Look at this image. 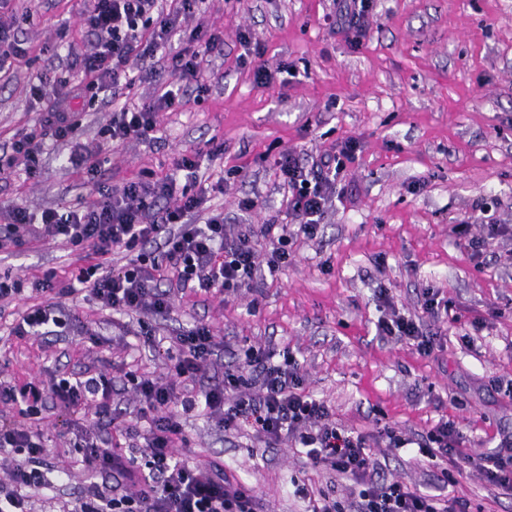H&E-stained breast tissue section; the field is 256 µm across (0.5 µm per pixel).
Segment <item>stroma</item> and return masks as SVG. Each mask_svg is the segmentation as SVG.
Returning a JSON list of instances; mask_svg holds the SVG:
<instances>
[{"mask_svg": "<svg viewBox=\"0 0 512 512\" xmlns=\"http://www.w3.org/2000/svg\"><path fill=\"white\" fill-rule=\"evenodd\" d=\"M80 0H13L0 10L26 50L9 80L0 81V152L12 136L38 121L41 104L29 86L43 71L82 84L76 60L93 36ZM331 0H204L197 23L223 32V55L205 62L207 92L186 95L161 113L150 139L131 138L109 155L103 183L118 187L148 171L175 173L183 154L223 145L204 159L202 184L223 182L210 199L229 231L241 224L285 218L275 160L292 148L302 163L359 142L356 158L336 182L337 196L315 238H294L287 267L254 288L226 298L173 291L166 317L147 324L174 334L193 320L210 323L224 339L222 367L249 346L290 349L303 366L307 390L328 405L345 428L374 434L371 452L381 475L441 499L459 498L470 512H512V495L475 469L445 483L417 446L388 448L377 431L426 434L439 420L454 422L459 448L493 454L512 437V0H374L363 32L330 27ZM265 50L269 67L288 68V81L256 83L242 60L240 33ZM158 78H144L119 97L70 100L76 140L94 144L100 129L126 104L152 98ZM65 144L48 145L36 173L17 160L0 177V206L37 213L68 202L97 201L85 170L73 167ZM244 197L257 201L240 212ZM468 223L481 239L479 257L455 244L452 225ZM76 259L57 242L0 249V276L61 271ZM384 287L395 308L421 317L441 336L428 356L409 343L379 335L375 292ZM438 290L448 313L434 318L422 305ZM26 301L0 307V382L23 385L56 371L80 374L112 361V406L136 423L137 404L123 371L164 376V357L133 335L119 336L122 317L86 301L83 328L40 339L11 335ZM50 484L35 490L32 512H66L92 477L66 450L73 427L56 410L40 424ZM179 459L217 463L254 488L263 512H307L326 492L353 512L347 479L313 468L291 442L268 448L249 428L216 430L203 416L185 425Z\"/></svg>", "mask_w": 512, "mask_h": 512, "instance_id": "obj_1", "label": "stroma"}]
</instances>
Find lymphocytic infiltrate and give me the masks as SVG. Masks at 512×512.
Listing matches in <instances>:
<instances>
[{
	"mask_svg": "<svg viewBox=\"0 0 512 512\" xmlns=\"http://www.w3.org/2000/svg\"><path fill=\"white\" fill-rule=\"evenodd\" d=\"M167 11L162 0H85L83 18L94 40L80 62L85 81L70 89L40 76L30 95L36 101L53 99L38 125L15 135L9 153L0 155V174L11 172L16 158H24L36 172L47 142L70 145L68 161L96 176L109 148L126 139L149 136L161 112L179 102L187 92L205 89L204 59L222 55V34L197 26L180 50L172 40L180 34V20L194 15L200 0H176ZM169 59V79L152 99L123 106L106 126L94 146L75 142V115L67 99L131 85V72L153 74L157 60ZM358 149L356 139L346 140L333 154L320 156L313 166L301 163L295 151H285L278 162L288 193L287 213L293 225H241L228 236L223 214L196 224L192 214L207 201V189L179 192L176 176L156 181H130L120 188L99 186V201L73 207H50L40 216L9 208L0 225V247H21L36 241L60 240L72 250L96 256V263L77 264L64 275L47 271L42 276L0 279V301L41 295V303L27 308L13 328L20 337L41 338L68 332L80 320L66 300L91 296L103 309L118 314L162 316L171 308V290L178 287L203 296H221L253 287L259 273L276 276L288 264V241L313 237L336 193V177ZM162 240L161 255L143 253L149 242ZM130 253L129 262L110 268L113 253ZM383 314L378 331L408 341L424 356L432 354L436 336L422 327L418 317L393 308L386 290H379ZM174 352L165 378L126 372L125 377L146 418L145 428L127 424L112 411V375L102 369L91 375L61 373L49 381L33 380L20 386L0 385V405L17 412L0 414V449L15 456L0 459V512H31L28 488L41 482L38 466L45 448L32 431L46 404L72 417L91 415L107 420L114 434L104 439L83 428L73 450L84 469L101 476L70 503L68 512H257L252 488L224 477L221 468L202 469L179 460L175 446L184 442L183 422L206 412L217 428L250 427L272 446L291 439L310 463L351 480L358 500L357 512H466V501H440L437 496L412 490L402 482L379 476L370 456V434L336 423L330 406L306 391L301 365L290 350L273 357L251 347L242 361L225 366L223 379L207 376L206 366L224 346L210 323L198 320L170 339ZM126 449L118 451L115 440ZM453 425L439 421L426 434L418 451L429 460L451 458L455 467H472L487 480L512 492V455L472 457L460 454ZM141 474L139 490L107 496L105 480Z\"/></svg>",
	"mask_w": 512,
	"mask_h": 512,
	"instance_id": "1",
	"label": "lymphocytic infiltrate"
}]
</instances>
